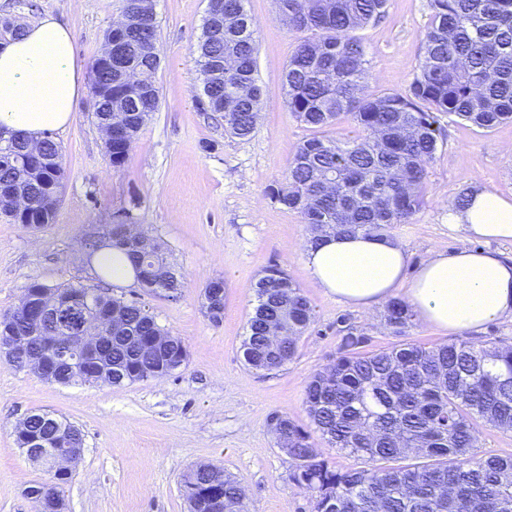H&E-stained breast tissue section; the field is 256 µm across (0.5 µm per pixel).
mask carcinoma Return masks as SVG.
<instances>
[{
    "label": "carcinoma",
    "instance_id": "cac0c4a2",
    "mask_svg": "<svg viewBox=\"0 0 512 512\" xmlns=\"http://www.w3.org/2000/svg\"><path fill=\"white\" fill-rule=\"evenodd\" d=\"M387 0H277L288 27L308 32L288 60L283 88L289 112L315 131L289 162L284 178L268 186L272 202L298 213L322 235L388 237L420 210L443 128L439 116L490 130L512 122V0H430V18L418 71L401 92L374 91L365 50L355 32L378 21ZM125 67L156 83L160 58L155 52L157 21H136L122 31ZM203 110L224 117V132L249 138L256 129L263 95L255 77L257 45L245 0H224V13L204 18L196 47ZM224 71L216 73L217 62ZM91 94L111 88L107 104L134 111L142 123L112 139L109 164L123 166L142 124L158 108L128 87L123 73L92 62ZM350 115L361 135L337 140L326 131ZM26 146L0 136V215L14 219L18 196L31 207L38 231L53 222L42 206L47 188L62 189L65 169L51 134L41 141L42 161L18 162ZM112 246L124 249L143 288L173 297L183 288L179 270L156 240L112 227ZM28 296L48 293L69 303L87 293V317L115 326L96 356L66 376L29 368L51 384L95 386L103 380L121 386L174 374L186 362L187 348L165 331L145 306L115 298L98 287L49 286L32 282ZM257 303L241 349L245 364L258 371L286 365L314 318L313 306L288 274L270 268L255 285ZM412 311L402 300L387 305L386 323L396 336L412 326ZM0 333L30 335L21 313L0 322ZM166 336L169 347L152 352L141 343ZM364 334L341 338L339 356L317 370L305 390V404L327 446L368 462L339 470L311 443L310 434L288 417L274 414L272 431L288 436L289 479L308 492L314 512H512V456H477L480 424L512 431V345L461 341L436 347L411 342L364 352ZM29 356L48 361L50 345L31 339ZM63 440L85 447L79 427L54 414L35 411L16 443L28 448ZM219 481L224 512H247L241 487L230 475L195 468L183 489L211 512L208 493Z\"/></svg>",
    "mask_w": 512,
    "mask_h": 512
}]
</instances>
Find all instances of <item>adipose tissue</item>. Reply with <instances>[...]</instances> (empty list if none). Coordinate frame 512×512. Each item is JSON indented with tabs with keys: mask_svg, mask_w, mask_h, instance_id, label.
Here are the masks:
<instances>
[{
	"mask_svg": "<svg viewBox=\"0 0 512 512\" xmlns=\"http://www.w3.org/2000/svg\"><path fill=\"white\" fill-rule=\"evenodd\" d=\"M83 88L70 30L52 17L0 41V130L39 139L69 125ZM448 227L471 238L512 241V201L477 189L469 205L449 209ZM314 280L339 302L371 309L396 288L417 317L451 331L512 319V257L491 250L436 252L413 279L395 241L363 234L331 235L303 251Z\"/></svg>",
	"mask_w": 512,
	"mask_h": 512,
	"instance_id": "ef3b65f1",
	"label": "adipose tissue"
}]
</instances>
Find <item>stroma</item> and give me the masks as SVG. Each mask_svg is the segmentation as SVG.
Wrapping results in <instances>:
<instances>
[{"mask_svg": "<svg viewBox=\"0 0 512 512\" xmlns=\"http://www.w3.org/2000/svg\"><path fill=\"white\" fill-rule=\"evenodd\" d=\"M207 3L155 0L160 101L125 165H109L90 112L91 93L82 90L71 123L54 134L66 180L53 223L32 233L0 219V314L18 306L33 281L112 288L110 280H99L86 252L113 225L129 224L155 238L183 276L181 292L170 297L132 287L112 288L113 294L142 303L182 337L187 361L164 378L88 387L50 384L0 359V512H37L28 489L52 477L16 444V427L35 410L67 418L86 438L83 458L61 488L66 512H188L180 481L199 465L235 477L248 512H312L310 495L289 480L290 461L270 430L275 413L310 431L336 468L360 465L326 448L307 413L305 388L336 358L344 327L364 332L371 350L399 338L385 327V305L367 312L348 307L315 284L302 257L309 226L265 194L312 135L289 112L282 90L302 35L281 20L275 0H246L264 95L253 135L228 137L222 115L195 100V48ZM123 10L124 0H0V40L7 37L4 22L23 26L53 16L71 30L89 82L105 33ZM429 17V0H388L383 17L359 31L375 90L408 88ZM443 128L423 206L392 232L407 253L410 276L435 251L487 248L512 255V242L470 239L448 228V209L462 189L485 188L512 200V123L484 131L447 121ZM272 267L284 269L311 300L314 321L287 365L256 371L245 365L241 344L256 304L255 284ZM215 277L224 281V317L217 324L203 308V288ZM407 338L427 347L461 340L510 344L512 320L458 334L416 319Z\"/></svg>", "mask_w": 512, "mask_h": 512, "instance_id": "obj_1", "label": "stroma"}]
</instances>
